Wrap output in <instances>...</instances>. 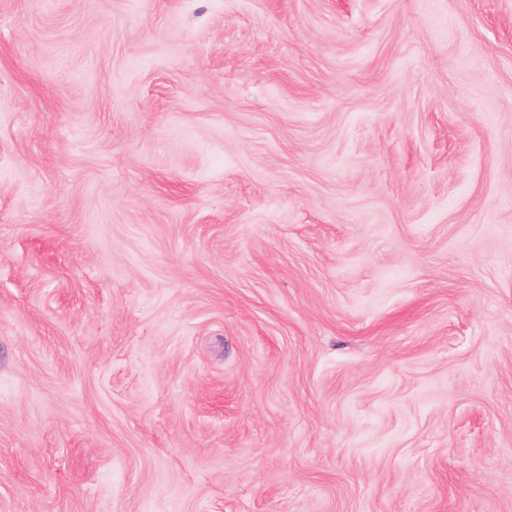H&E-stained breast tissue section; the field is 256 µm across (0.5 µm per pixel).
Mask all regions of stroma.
<instances>
[{"mask_svg":"<svg viewBox=\"0 0 512 512\" xmlns=\"http://www.w3.org/2000/svg\"><path fill=\"white\" fill-rule=\"evenodd\" d=\"M0 512H512V0H0Z\"/></svg>","mask_w":512,"mask_h":512,"instance_id":"stroma-1","label":"stroma"}]
</instances>
